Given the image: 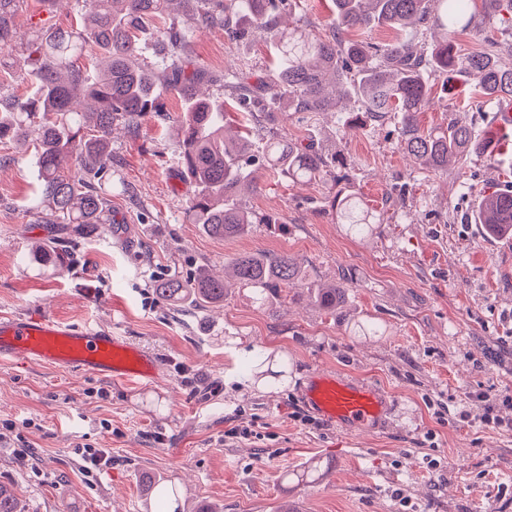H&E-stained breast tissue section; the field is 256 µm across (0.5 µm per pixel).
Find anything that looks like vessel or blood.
Masks as SVG:
<instances>
[{
	"label": "vessel or blood",
	"instance_id": "obj_1",
	"mask_svg": "<svg viewBox=\"0 0 512 512\" xmlns=\"http://www.w3.org/2000/svg\"><path fill=\"white\" fill-rule=\"evenodd\" d=\"M47 365L121 381L137 387L162 375L159 360L111 329L67 323L40 313L0 318V360ZM309 409L326 423L347 431L377 425L390 402L380 388L356 377L325 369L313 370L303 393Z\"/></svg>",
	"mask_w": 512,
	"mask_h": 512
}]
</instances>
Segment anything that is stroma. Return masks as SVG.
I'll use <instances>...</instances> for the list:
<instances>
[{
	"mask_svg": "<svg viewBox=\"0 0 512 512\" xmlns=\"http://www.w3.org/2000/svg\"><path fill=\"white\" fill-rule=\"evenodd\" d=\"M80 5L61 0L43 15L24 0L14 17L19 43L38 27H69ZM193 67L211 77V97L228 99L224 70L271 66L268 42L198 31ZM423 127L457 119L477 139H497L448 173H422L400 152L390 127L351 111L355 130L340 150L351 190L374 210L404 187L405 204L375 234L358 238L325 206V182L260 175L248 207L274 224L224 240L185 221L194 192L174 150L183 115L177 95L112 137L110 233L78 240L58 270L29 260L36 246L58 247L65 225L36 205L30 156L0 143V315L43 313L112 329L159 359L147 388L47 367L0 361V428L30 421L27 453L0 446V481L15 484L27 512H512V239L484 235L471 215L481 196L512 184V141L471 84L435 87ZM297 257L305 287L257 303L233 290L223 305L190 307L160 299L153 283L205 268L220 275L240 253ZM347 279L326 315L307 286ZM378 323L359 336L362 319ZM270 371L254 376L256 351ZM339 369L383 388L392 409L380 429L349 433L304 404L312 370ZM107 449L100 474L81 471L83 448ZM175 496H146L144 476Z\"/></svg>",
	"mask_w": 512,
	"mask_h": 512,
	"instance_id": "35a3bbf8",
	"label": "stroma"
}]
</instances>
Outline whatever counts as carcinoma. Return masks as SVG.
I'll return each instance as SVG.
<instances>
[{
	"mask_svg": "<svg viewBox=\"0 0 512 512\" xmlns=\"http://www.w3.org/2000/svg\"><path fill=\"white\" fill-rule=\"evenodd\" d=\"M23 0H0V64L12 53L14 15ZM471 0H333L330 34L315 38L281 25L297 0H85V9L69 29L38 32L32 40L37 58L30 79L37 93L26 99L0 97V141L31 153L38 172V197L49 214L73 225L76 237L97 234L108 223L105 187L112 186V130L134 126L150 112L161 113L162 89H172L185 105L175 148L195 194L186 221L224 239L247 234L254 224H276L272 214L256 215L239 203L243 190L260 189L257 171L268 170L292 181L327 179L338 189L327 204L337 223L358 237L381 228L384 217L347 189L349 173L336 153L314 142L263 133L260 124L284 109L306 127L324 112H342L343 101L372 121H390L397 148L422 170L446 173L472 155L486 153L471 128L458 121L424 129L420 114L432 101L428 77L466 76L489 103L512 102V66L500 65L512 54L511 40L495 53L463 54L448 36L474 32L479 23ZM170 19L160 32L161 49L141 61L139 32L157 19ZM388 26L386 42L351 39L352 31ZM220 27L230 40L259 36L274 43L273 73L263 77L240 70L224 72V89L234 104L257 121L255 131L234 125L228 113L200 94L204 71L189 69L187 48L195 32ZM103 57L88 78L78 61L86 45ZM486 235H512V188L483 196L473 214ZM302 282L297 259L286 252L241 253L224 277L199 269L188 278L157 281L155 291L177 303L202 307L224 302L233 285L249 288L263 302L283 286ZM346 286L342 282L311 289L310 298L336 313ZM0 512H23L13 484L0 482Z\"/></svg>",
	"mask_w": 512,
	"mask_h": 512,
	"instance_id": "1",
	"label": "carcinoma"
}]
</instances>
